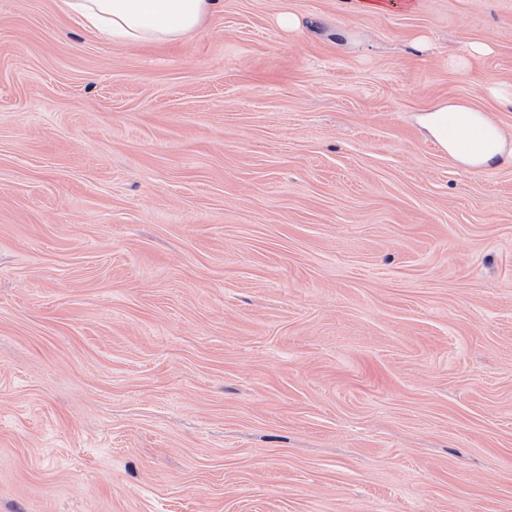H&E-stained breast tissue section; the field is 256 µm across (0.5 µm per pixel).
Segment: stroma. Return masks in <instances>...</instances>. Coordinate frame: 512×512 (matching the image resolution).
<instances>
[{"label": "stroma", "instance_id": "stroma-1", "mask_svg": "<svg viewBox=\"0 0 512 512\" xmlns=\"http://www.w3.org/2000/svg\"><path fill=\"white\" fill-rule=\"evenodd\" d=\"M504 84L512 0H0V512H512V157L415 121ZM64 12L102 38L170 44L196 32L221 0H60Z\"/></svg>", "mask_w": 512, "mask_h": 512}]
</instances>
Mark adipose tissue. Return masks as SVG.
I'll use <instances>...</instances> for the list:
<instances>
[{"mask_svg":"<svg viewBox=\"0 0 512 512\" xmlns=\"http://www.w3.org/2000/svg\"><path fill=\"white\" fill-rule=\"evenodd\" d=\"M85 28L117 43L170 44L196 32L219 0H61ZM418 123L460 164L491 165L512 149L499 127L470 104L451 100L423 111Z\"/></svg>","mask_w":512,"mask_h":512,"instance_id":"adipose-tissue-1","label":"adipose tissue"}]
</instances>
